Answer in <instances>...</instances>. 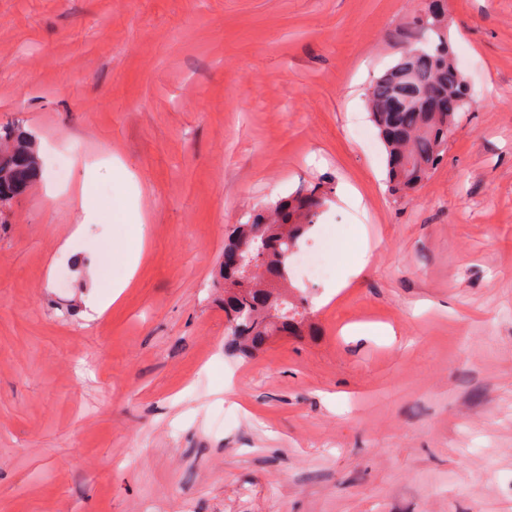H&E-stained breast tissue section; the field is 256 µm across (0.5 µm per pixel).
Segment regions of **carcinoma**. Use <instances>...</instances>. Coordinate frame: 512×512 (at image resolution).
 I'll return each mask as SVG.
<instances>
[{
    "label": "carcinoma",
    "instance_id": "obj_1",
    "mask_svg": "<svg viewBox=\"0 0 512 512\" xmlns=\"http://www.w3.org/2000/svg\"><path fill=\"white\" fill-rule=\"evenodd\" d=\"M419 37L408 41L396 62L367 90L371 118L380 131L387 153L392 191L407 193L417 187L442 161L448 132L458 113L472 104L466 82L450 58L445 29L430 18L414 21ZM417 92L444 103L443 95L456 96L454 111L434 112L417 102L402 111L391 110L399 93ZM0 205L24 192L36 178L40 158L35 138L0 127ZM331 188L303 185L280 199L252 222L235 226L226 247L234 248L256 273L224 267V316L230 323L233 350L248 354L275 335H296L305 321L299 305L288 300V261L299 242L314 227Z\"/></svg>",
    "mask_w": 512,
    "mask_h": 512
}]
</instances>
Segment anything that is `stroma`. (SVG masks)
<instances>
[{
  "label": "stroma",
  "mask_w": 512,
  "mask_h": 512,
  "mask_svg": "<svg viewBox=\"0 0 512 512\" xmlns=\"http://www.w3.org/2000/svg\"><path fill=\"white\" fill-rule=\"evenodd\" d=\"M443 5L474 103L399 197L422 0H0V512H512V0ZM322 180L309 332L230 355L228 232ZM2 139L9 146L5 150L0 148V205L24 192L40 169L37 143L32 135L14 134L10 128L0 127V141ZM5 186L11 193L5 192Z\"/></svg>",
  "instance_id": "35a3bbf8"
}]
</instances>
